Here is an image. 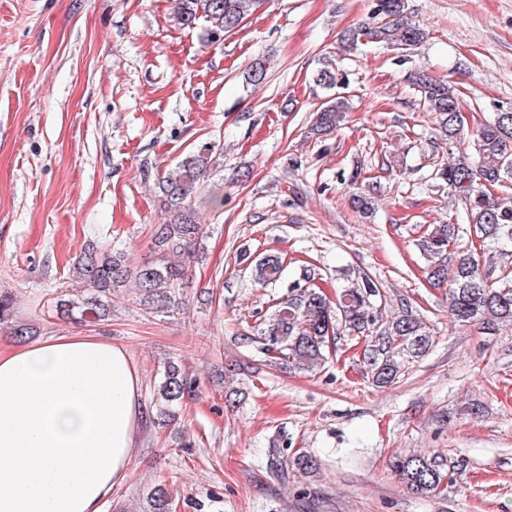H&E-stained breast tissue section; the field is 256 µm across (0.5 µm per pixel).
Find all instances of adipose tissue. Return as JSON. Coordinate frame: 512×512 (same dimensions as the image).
<instances>
[{
  "label": "adipose tissue",
  "mask_w": 512,
  "mask_h": 512,
  "mask_svg": "<svg viewBox=\"0 0 512 512\" xmlns=\"http://www.w3.org/2000/svg\"><path fill=\"white\" fill-rule=\"evenodd\" d=\"M148 417L140 375L110 339L0 351V512H103Z\"/></svg>",
  "instance_id": "adipose-tissue-1"
}]
</instances>
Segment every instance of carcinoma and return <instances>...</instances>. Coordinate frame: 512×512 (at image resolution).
Returning <instances> with one entry per match:
<instances>
[{"label": "carcinoma", "instance_id": "obj_1", "mask_svg": "<svg viewBox=\"0 0 512 512\" xmlns=\"http://www.w3.org/2000/svg\"><path fill=\"white\" fill-rule=\"evenodd\" d=\"M179 24L193 28L206 23L207 41L219 40L236 32L262 0H172ZM379 22L359 26L343 33V45L355 49L376 43L394 50L409 51L424 43L429 32L410 20L406 0H376ZM417 86L426 111L435 114L441 136L448 147L457 145L463 135V99L460 91L444 79L420 77ZM345 98L338 94L328 99L316 113L313 133L335 130L346 118ZM471 153L439 164L436 176L456 193L465 205L469 232L482 242L480 248L456 250L458 224H434L420 239L429 258L428 276L433 284L448 287V317L458 325L478 324L490 332L512 328V262L493 264L482 259L478 250L488 248L504 254L512 247V205L502 202L498 192L512 190L507 183L512 173V112H499L495 118L470 134ZM223 150L206 146L186 156L176 169L157 178L166 198L171 218L156 226L152 236L156 257L135 267L112 249L88 243L73 265V276L84 284L78 298L57 300L62 318L79 322L105 319L112 313L113 298L132 284L138 288L141 303L149 310L176 309L181 303L178 289L184 284L187 263L202 249L207 231L196 220L194 200L202 189L201 179L212 167L220 166ZM251 273L261 284L281 279L283 261L268 254L254 262ZM380 290L369 276L336 292L331 301L320 289L310 285L290 289L288 298L258 324V342L264 354L290 369L313 372L338 351L340 329L364 336L362 359L372 383L385 388L394 385L406 364L427 353L434 336L409 314L379 323L375 298ZM14 296L0 292V326L9 327L15 336L36 332L33 324L13 319ZM193 393L184 371L168 363L156 388L155 401L161 414L173 419L176 408ZM468 467L465 458L447 461L440 453H420L397 457L394 472L407 490L421 497L436 495L447 480L461 476ZM151 512H171L174 498L164 484L154 486L147 495Z\"/></svg>", "mask_w": 512, "mask_h": 512}]
</instances>
